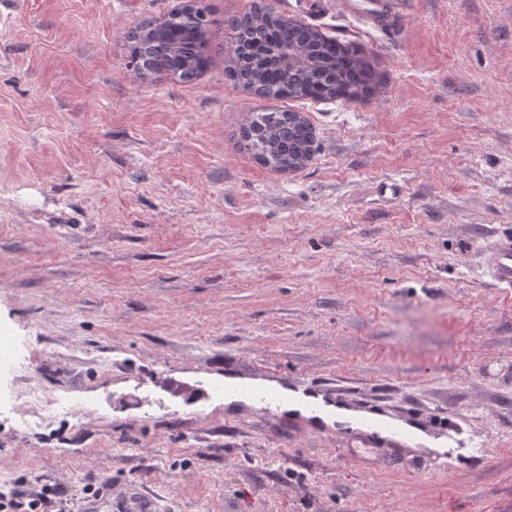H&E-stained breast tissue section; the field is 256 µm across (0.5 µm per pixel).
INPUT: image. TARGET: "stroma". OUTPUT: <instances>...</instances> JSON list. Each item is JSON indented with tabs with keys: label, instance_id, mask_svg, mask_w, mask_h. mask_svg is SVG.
Here are the masks:
<instances>
[{
	"label": "stroma",
	"instance_id": "35a3bbf8",
	"mask_svg": "<svg viewBox=\"0 0 512 512\" xmlns=\"http://www.w3.org/2000/svg\"><path fill=\"white\" fill-rule=\"evenodd\" d=\"M203 2L210 65L183 82L127 48L182 0H0V396L62 405L0 414V483L78 512H512V288L488 268L512 235V0H398L382 26L270 0L371 71L333 100L229 80L252 0ZM271 110L311 122L306 168L242 148ZM228 376L349 419L224 399ZM4 407L19 415L23 420H25V416L32 414L35 409L40 407L48 411H57L60 408L57 402L39 392L19 394L16 399L11 396L4 402Z\"/></svg>",
	"mask_w": 512,
	"mask_h": 512
}]
</instances>
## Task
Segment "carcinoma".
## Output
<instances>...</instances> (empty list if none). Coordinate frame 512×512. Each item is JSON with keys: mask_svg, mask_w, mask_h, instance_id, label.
Listing matches in <instances>:
<instances>
[{"mask_svg": "<svg viewBox=\"0 0 512 512\" xmlns=\"http://www.w3.org/2000/svg\"><path fill=\"white\" fill-rule=\"evenodd\" d=\"M210 24L203 6L186 13L175 10L155 22L154 32L134 36L129 46L130 63L145 78L166 74L193 79L207 65ZM226 26L233 32L234 42L245 49L241 58L232 61L228 76L261 97L331 100L355 91L367 80L360 62L335 40L309 26L305 27L306 37L300 40L297 29L301 23L272 19L264 5H255L248 20L231 18ZM256 32L270 47L297 42L300 49L313 56L314 66L309 70L289 69L279 65L272 54L252 50ZM242 140L256 160L280 171L314 152L309 122L287 111L255 115L244 128Z\"/></svg>", "mask_w": 512, "mask_h": 512, "instance_id": "obj_1", "label": "carcinoma"}]
</instances>
